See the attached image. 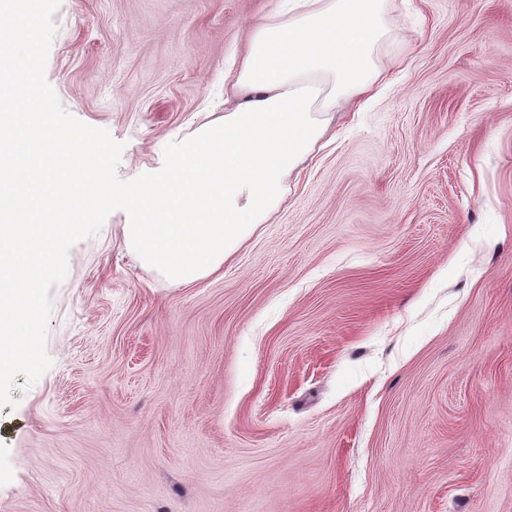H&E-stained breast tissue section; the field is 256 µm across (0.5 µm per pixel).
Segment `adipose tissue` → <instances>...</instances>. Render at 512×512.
<instances>
[{
  "instance_id": "adipose-tissue-1",
  "label": "adipose tissue",
  "mask_w": 512,
  "mask_h": 512,
  "mask_svg": "<svg viewBox=\"0 0 512 512\" xmlns=\"http://www.w3.org/2000/svg\"><path fill=\"white\" fill-rule=\"evenodd\" d=\"M385 11L386 0H282L251 24L223 116L126 192L124 239L142 266L193 283L271 220L334 112L380 81Z\"/></svg>"
}]
</instances>
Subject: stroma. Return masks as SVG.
Wrapping results in <instances>:
<instances>
[{"instance_id":"35a3bbf8","label":"stroma","mask_w":512,"mask_h":512,"mask_svg":"<svg viewBox=\"0 0 512 512\" xmlns=\"http://www.w3.org/2000/svg\"><path fill=\"white\" fill-rule=\"evenodd\" d=\"M281 0H61L46 78L117 174L224 111ZM383 92L190 285L125 211L0 405V512H512V0H387Z\"/></svg>"}]
</instances>
